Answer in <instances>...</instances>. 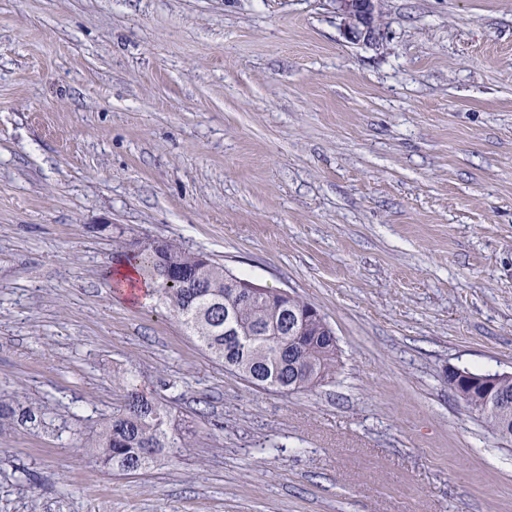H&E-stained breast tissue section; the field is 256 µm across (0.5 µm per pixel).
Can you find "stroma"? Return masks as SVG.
Returning a JSON list of instances; mask_svg holds the SVG:
<instances>
[{
    "mask_svg": "<svg viewBox=\"0 0 512 512\" xmlns=\"http://www.w3.org/2000/svg\"><path fill=\"white\" fill-rule=\"evenodd\" d=\"M0 0V512H512L448 385L512 372V0ZM204 252L312 303L339 362L256 387L109 269ZM134 379L191 432L84 445ZM345 36L353 42H376L381 0H333Z\"/></svg>",
    "mask_w": 512,
    "mask_h": 512,
    "instance_id": "obj_1",
    "label": "stroma"
}]
</instances>
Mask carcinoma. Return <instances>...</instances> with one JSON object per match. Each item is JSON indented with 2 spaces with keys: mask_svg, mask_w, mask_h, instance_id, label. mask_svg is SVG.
<instances>
[{
  "mask_svg": "<svg viewBox=\"0 0 512 512\" xmlns=\"http://www.w3.org/2000/svg\"><path fill=\"white\" fill-rule=\"evenodd\" d=\"M127 259L199 345L247 382L283 393L304 391L322 385L335 372L336 337L322 315L307 317L299 336L274 338L266 335L279 309L271 298L274 290L255 301L239 302L224 282V266L204 262L169 241L159 248L150 242ZM227 325L246 333L242 344L234 345V337L224 335ZM290 340L298 346L294 359L288 357ZM118 387L125 394L123 410L85 443L97 449L104 465L120 472L137 471L157 455L175 454L186 446L184 431L166 404L139 392L132 379L118 380ZM464 401L497 435L503 425L512 423V412L477 406L467 397Z\"/></svg>",
  "mask_w": 512,
  "mask_h": 512,
  "instance_id": "cac0c4a2",
  "label": "carcinoma"
}]
</instances>
